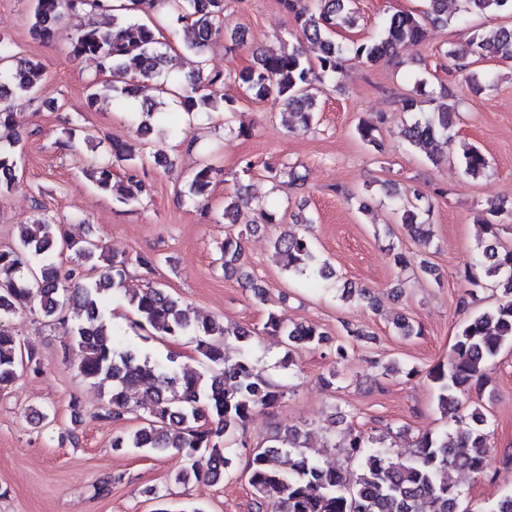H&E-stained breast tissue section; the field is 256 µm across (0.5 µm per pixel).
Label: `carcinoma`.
Segmentation results:
<instances>
[{"label": "carcinoma", "mask_w": 512, "mask_h": 512, "mask_svg": "<svg viewBox=\"0 0 512 512\" xmlns=\"http://www.w3.org/2000/svg\"><path fill=\"white\" fill-rule=\"evenodd\" d=\"M424 18L396 11L386 15L379 32L366 40L338 41L337 30L352 27L357 18L352 0H278L292 16L297 40L317 43L321 55L314 63L304 60L302 50L265 51L237 72H204L183 77L164 76L165 56L158 45L160 32L141 21L143 12L176 16L180 28L173 31L184 48L201 55L219 35L226 0H127L112 8L107 0H32L30 33L43 44L53 42L56 27L66 13L88 7L109 12L107 25L91 23L79 31L68 54L73 60L93 57L101 71L111 75L105 82L87 85V98L94 104L112 98L121 104L130 96L134 79L155 82L158 96L168 87L178 88L180 106L186 112H210L224 100V84L230 80L245 88L258 100H272L295 114L304 127L315 119L317 97L326 84L342 75L352 59L376 63L396 52L404 43H420L428 37V26L445 27L461 23L470 15L499 14L512 16V0H426ZM462 61L464 69L486 58L512 59V27L502 26L486 35L474 31L465 45L449 53ZM10 41L0 36V200L15 187L19 159L15 147L17 112L14 101L35 98L42 77L40 62L27 59L14 63ZM455 108L440 103L429 112H420L406 125L404 136L410 145L426 148L453 141ZM162 116L158 103L147 101L142 110L138 133L149 138L153 122ZM359 138L379 148L378 126L364 121L357 127ZM166 168V151L156 145L152 151L135 155L124 145L112 143L111 158L85 174L103 192L129 205L147 191L141 174L150 165ZM489 162L482 151L470 146L463 152L464 173L479 178L488 172ZM270 178L296 185L304 175L285 166L267 167ZM216 169L202 165L188 180V194L198 202L208 199ZM396 211L401 223L419 245L427 247L431 232L419 221L420 211L431 206L425 194L410 187L394 191ZM484 219L488 244L474 264L464 267L468 285L459 304L466 308L476 299L475 289L499 288L503 300L471 319L452 346L445 368L428 373L436 384L438 405L448 414L452 426L441 434L424 433L416 441L412 458L393 462L387 455L383 438L352 427L344 435L343 451L359 460L354 482L337 467H325L308 452L301 432L288 428L275 433L269 445L255 450L248 461V483L272 512H458L462 492L449 479L452 471L480 475L487 467L490 424L478 409L467 410L463 396L474 387L482 389L489 381L487 367L501 347L512 343V246L504 243L512 235V210L499 203H489ZM67 250L73 255V268L61 274L56 253ZM275 250L289 274L311 280L327 279L335 271L318 253L313 240L305 235L285 234L275 242ZM222 268L226 276L252 280L243 257V232L224 237L221 246ZM105 263L96 277L85 268ZM128 258L112 254L98 241L70 240L56 220L44 213L30 224L20 225L14 246L0 250V391L11 387L25 369L38 370L39 362L31 347L21 344L1 321L9 319L33 301L40 303L44 317L66 321L71 315V332L81 360L82 377L107 389L106 416L120 421L128 413L130 393L143 391L148 403L146 415L134 429L116 434L112 449L130 448L152 453H175L190 461L195 456L208 457L209 468L202 472L194 464L177 470L172 481L189 486L213 482L226 474L232 464L229 448L238 428L254 415L279 403L284 396L280 386L254 373L250 360L251 332L229 330L224 323L200 320L189 315L182 301L167 288L150 282L146 288L128 294L132 325L163 340L191 336L207 373L174 366L175 360H153L138 351L120 346L114 325L102 298L124 288ZM481 269L477 275L473 266ZM267 334L283 337L285 358L300 349L331 344L328 334L315 324L289 327L274 312L264 323ZM233 336L243 343L239 356H225L221 343Z\"/></svg>", "instance_id": "obj_1"}]
</instances>
